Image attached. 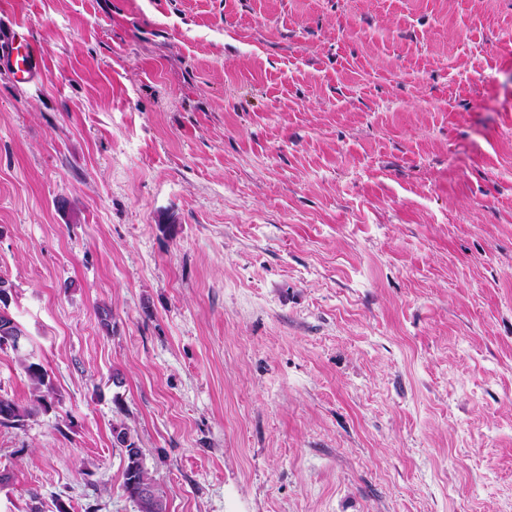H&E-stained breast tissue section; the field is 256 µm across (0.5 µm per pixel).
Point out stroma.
I'll list each match as a JSON object with an SVG mask.
<instances>
[{"instance_id": "35a3bbf8", "label": "stroma", "mask_w": 512, "mask_h": 512, "mask_svg": "<svg viewBox=\"0 0 512 512\" xmlns=\"http://www.w3.org/2000/svg\"><path fill=\"white\" fill-rule=\"evenodd\" d=\"M18 19L0 512H136L116 423L167 512H512V0ZM18 24L6 32L0 31V68L18 83H31L42 75L40 50ZM18 360L31 387L33 403L30 407H20L13 401L0 398V425L20 426L23 422L41 411H49L54 395L47 371L38 363L28 362L18 355Z\"/></svg>"}]
</instances>
